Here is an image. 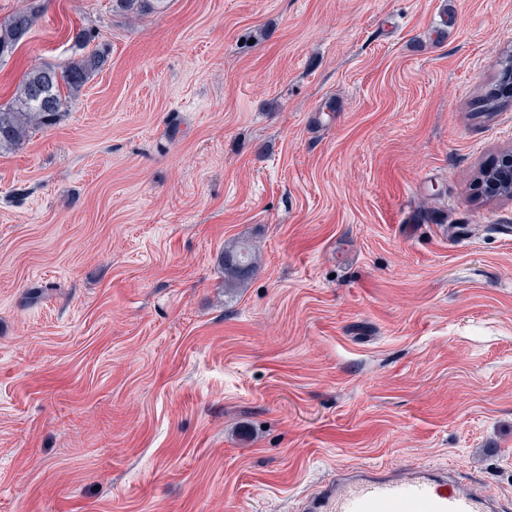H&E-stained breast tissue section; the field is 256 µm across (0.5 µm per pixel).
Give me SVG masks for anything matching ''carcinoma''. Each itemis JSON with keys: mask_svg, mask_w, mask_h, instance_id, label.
<instances>
[{"mask_svg": "<svg viewBox=\"0 0 512 512\" xmlns=\"http://www.w3.org/2000/svg\"><path fill=\"white\" fill-rule=\"evenodd\" d=\"M128 14L154 9L160 0H115ZM37 19L33 9L19 11L0 23V58L11 53L24 40ZM106 55L95 51L63 66L33 67L23 79L12 102L0 106V150L22 144L29 134L57 123L69 100L76 97L91 77L100 71ZM256 251L239 245L224 252V281L230 285L245 282L256 270Z\"/></svg>", "mask_w": 512, "mask_h": 512, "instance_id": "obj_1", "label": "carcinoma"}]
</instances>
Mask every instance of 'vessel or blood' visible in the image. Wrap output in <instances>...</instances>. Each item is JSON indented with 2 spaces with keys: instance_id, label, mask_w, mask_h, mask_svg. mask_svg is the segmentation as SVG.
Returning <instances> with one entry per match:
<instances>
[{
  "instance_id": "1",
  "label": "vessel or blood",
  "mask_w": 512,
  "mask_h": 512,
  "mask_svg": "<svg viewBox=\"0 0 512 512\" xmlns=\"http://www.w3.org/2000/svg\"><path fill=\"white\" fill-rule=\"evenodd\" d=\"M298 512H512L472 485L449 484L447 471L338 468L300 503Z\"/></svg>"
}]
</instances>
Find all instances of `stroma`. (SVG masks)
<instances>
[{
	"label": "stroma",
	"instance_id": "stroma-1",
	"mask_svg": "<svg viewBox=\"0 0 512 512\" xmlns=\"http://www.w3.org/2000/svg\"><path fill=\"white\" fill-rule=\"evenodd\" d=\"M107 62L0 152V512H296L336 468L512 499V0H0ZM258 251L225 288V247ZM483 186L492 197L512 198V148L500 152L496 163L484 172Z\"/></svg>",
	"mask_w": 512,
	"mask_h": 512
}]
</instances>
